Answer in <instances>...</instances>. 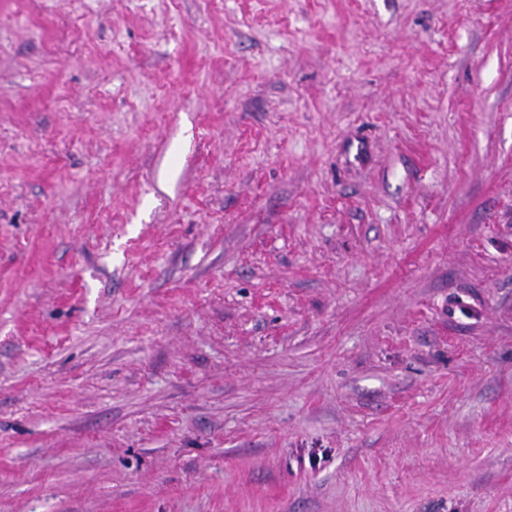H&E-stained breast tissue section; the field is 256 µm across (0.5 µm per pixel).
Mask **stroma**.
Returning <instances> with one entry per match:
<instances>
[{"instance_id":"35a3bbf8","label":"stroma","mask_w":512,"mask_h":512,"mask_svg":"<svg viewBox=\"0 0 512 512\" xmlns=\"http://www.w3.org/2000/svg\"><path fill=\"white\" fill-rule=\"evenodd\" d=\"M0 512H512V0H0Z\"/></svg>"}]
</instances>
